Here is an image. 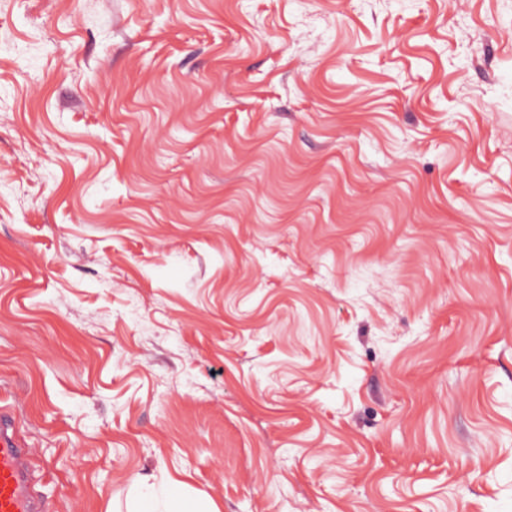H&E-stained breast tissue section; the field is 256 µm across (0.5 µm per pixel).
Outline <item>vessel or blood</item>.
I'll use <instances>...</instances> for the list:
<instances>
[{"label":"vessel or blood","mask_w":512,"mask_h":512,"mask_svg":"<svg viewBox=\"0 0 512 512\" xmlns=\"http://www.w3.org/2000/svg\"><path fill=\"white\" fill-rule=\"evenodd\" d=\"M28 455L12 418L0 413V512H42Z\"/></svg>","instance_id":"obj_1"}]
</instances>
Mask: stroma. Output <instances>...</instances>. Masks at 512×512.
Here are the masks:
<instances>
[{"mask_svg":"<svg viewBox=\"0 0 512 512\" xmlns=\"http://www.w3.org/2000/svg\"><path fill=\"white\" fill-rule=\"evenodd\" d=\"M43 512H512V0H0V409ZM133 512H214L200 500L186 495L181 482L171 480L167 490L157 496L155 492L140 494Z\"/></svg>","mask_w":512,"mask_h":512,"instance_id":"stroma-1","label":"stroma"}]
</instances>
